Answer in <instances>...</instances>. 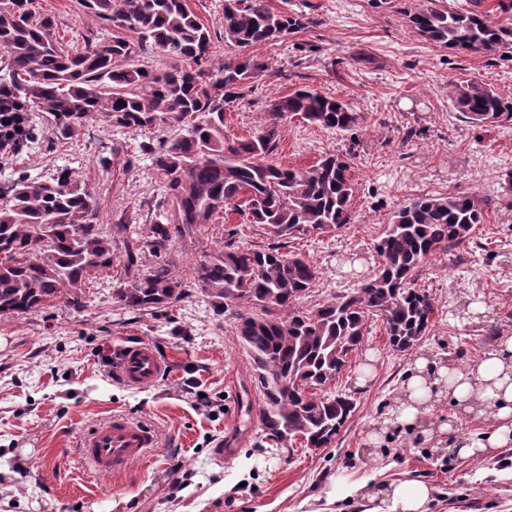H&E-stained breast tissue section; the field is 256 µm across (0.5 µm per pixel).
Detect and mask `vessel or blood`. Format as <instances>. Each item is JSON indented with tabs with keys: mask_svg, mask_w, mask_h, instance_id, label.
<instances>
[{
	"mask_svg": "<svg viewBox=\"0 0 512 512\" xmlns=\"http://www.w3.org/2000/svg\"><path fill=\"white\" fill-rule=\"evenodd\" d=\"M112 371L125 385L145 388L162 376L164 367L151 345L139 343L115 351ZM157 443L158 436L151 427L115 414L82 436L78 452L90 471L109 476L145 460Z\"/></svg>",
	"mask_w": 512,
	"mask_h": 512,
	"instance_id": "1",
	"label": "vessel or blood"
}]
</instances>
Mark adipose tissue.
<instances>
[{
	"label": "adipose tissue",
	"mask_w": 512,
	"mask_h": 512,
	"mask_svg": "<svg viewBox=\"0 0 512 512\" xmlns=\"http://www.w3.org/2000/svg\"><path fill=\"white\" fill-rule=\"evenodd\" d=\"M408 388L391 414V424L418 429L432 399L445 394L465 413L477 414L490 424L482 436L461 439L464 454L479 455L512 439V337L464 369L443 367L433 373L426 360H419Z\"/></svg>",
	"instance_id": "ef3b65f1"
}]
</instances>
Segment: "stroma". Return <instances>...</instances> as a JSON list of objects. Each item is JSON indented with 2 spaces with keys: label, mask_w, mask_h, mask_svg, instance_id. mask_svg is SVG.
Returning a JSON list of instances; mask_svg holds the SVG:
<instances>
[{
  "label": "stroma",
  "mask_w": 512,
  "mask_h": 512,
  "mask_svg": "<svg viewBox=\"0 0 512 512\" xmlns=\"http://www.w3.org/2000/svg\"><path fill=\"white\" fill-rule=\"evenodd\" d=\"M267 2L304 12L310 22L259 48L269 70L249 96L227 106L225 134L249 135L263 124L269 99L304 86L347 101L364 117L352 135L292 118L272 157L304 167L325 153L353 156L358 194L348 229L290 244L321 271L303 307L347 292L373 272L374 246L406 200L475 193L490 206L472 241L430 262L417 282L435 299L434 327L410 351L397 352L374 322L339 380L357 410L331 447L314 451L291 441L274 444L241 411L250 360L231 315L199 294L166 310L131 312L117 302L111 272L86 289L82 310L60 302L0 315V512H369V501L337 500L341 479L371 488L425 482L429 512H512V444L490 459L463 456L456 446V437L487 431L481 419L457 423L452 435L381 431L418 358L465 368L512 336V123L473 126L448 99L450 82L476 80L512 101V61L435 46L411 32L397 8L375 9L368 0ZM189 4L212 31L210 64H223L232 53L224 43V0ZM35 5L55 17L56 34L66 39L102 26L78 0ZM140 141L136 134L113 136L100 120L79 139L1 162L0 185L19 169L39 177L65 164L95 194L102 224L122 217L148 224L160 187ZM115 144L131 160L127 169L99 163ZM239 222L225 214L198 243L174 248L182 277L190 278L203 252L228 239L265 245L260 232ZM140 342L155 349L164 373L138 390L114 377L111 359L113 349ZM115 412L152 426L158 446L120 474L97 476L76 441Z\"/></svg>",
  "instance_id": "stroma-1"
}]
</instances>
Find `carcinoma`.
<instances>
[{
	"label": "carcinoma",
	"mask_w": 512,
	"mask_h": 512,
	"mask_svg": "<svg viewBox=\"0 0 512 512\" xmlns=\"http://www.w3.org/2000/svg\"><path fill=\"white\" fill-rule=\"evenodd\" d=\"M471 2L464 9L446 0H406L401 15L413 33L441 48L506 58L512 0L497 4L503 23L482 9L483 0ZM34 3L0 0V151L15 155L36 143L41 117L58 141L103 118L115 136L149 138L141 150L164 201L149 224L104 230L95 195L66 165L48 178L20 174L0 187V315L60 301L79 310L88 285L118 264L115 298L132 311L172 308L194 288L218 309L233 310L265 437L330 447L356 410L352 394L331 386L363 344L369 318L382 320L396 351L429 332L435 301L416 282L432 260L470 242L485 201L474 193L405 201L375 245L374 273L352 292L305 309L300 303L320 270L285 248L346 228L358 187L351 160L340 155H322L304 168L270 158L295 116L341 133L356 130L364 117L341 99L303 88L269 100L256 131L230 138L224 106L248 96L269 71L254 49L304 29L306 14L276 11L266 0H224V43L235 54L211 67V31L188 0H79L104 22L103 32L82 37L80 46L57 38L55 17ZM151 53L171 64H145ZM448 98L477 127L512 122V101L489 84L454 83ZM165 126L175 134L151 137ZM228 210L258 227L267 244L227 242L202 255L192 281L176 275L172 250L195 243L201 228ZM146 254L154 264H143Z\"/></svg>",
	"instance_id": "obj_1"
}]
</instances>
